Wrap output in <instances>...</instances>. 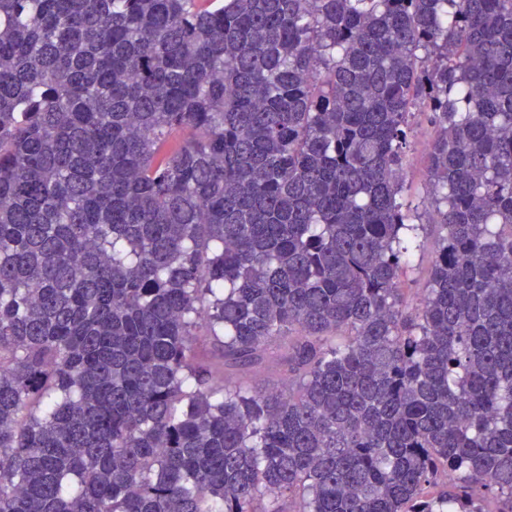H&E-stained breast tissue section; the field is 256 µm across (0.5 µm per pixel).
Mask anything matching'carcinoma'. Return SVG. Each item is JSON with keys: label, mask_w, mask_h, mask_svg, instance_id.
Instances as JSON below:
<instances>
[{"label": "carcinoma", "mask_w": 512, "mask_h": 512, "mask_svg": "<svg viewBox=\"0 0 512 512\" xmlns=\"http://www.w3.org/2000/svg\"><path fill=\"white\" fill-rule=\"evenodd\" d=\"M283 346L288 385L216 380ZM491 498L512 512V0H0V512ZM431 140L430 129L416 118L415 137H414V155L411 165L408 168L407 179L412 188L420 196L425 195L428 183L427 172V153ZM438 228L435 225H426L421 233L425 246L417 251L413 257V271L409 274L402 288H405V296L413 303L417 302L423 293L426 281L428 279L434 258V245Z\"/></svg>", "instance_id": "carcinoma-1"}]
</instances>
